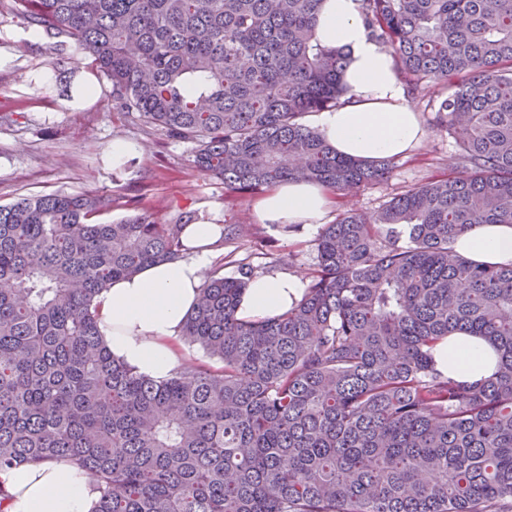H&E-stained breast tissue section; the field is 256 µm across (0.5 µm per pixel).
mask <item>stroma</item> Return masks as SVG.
Wrapping results in <instances>:
<instances>
[{
  "instance_id": "35a3bbf8",
  "label": "stroma",
  "mask_w": 512,
  "mask_h": 512,
  "mask_svg": "<svg viewBox=\"0 0 512 512\" xmlns=\"http://www.w3.org/2000/svg\"><path fill=\"white\" fill-rule=\"evenodd\" d=\"M42 43L18 20L0 17V204L35 193H95L112 198L100 221L147 213L165 224H181L198 211L212 210L221 223L245 224L249 231L214 245L211 270L234 276L239 265L247 264L259 272L310 277L317 231L269 236L255 222L256 195L227 191L222 180L200 174L190 144L106 111L110 85L83 54L74 53L71 89L61 91ZM33 75L42 76L41 86L31 85ZM410 105L428 132L424 143L395 160L388 180L334 194L325 223H335L350 210L373 213L394 194L459 165V147L447 130L434 126L428 97L411 96ZM116 140L136 147L121 169L113 167L110 154Z\"/></svg>"
}]
</instances>
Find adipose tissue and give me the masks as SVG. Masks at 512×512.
I'll return each mask as SVG.
<instances>
[{"label": "adipose tissue", "mask_w": 512, "mask_h": 512, "mask_svg": "<svg viewBox=\"0 0 512 512\" xmlns=\"http://www.w3.org/2000/svg\"><path fill=\"white\" fill-rule=\"evenodd\" d=\"M363 0H321L316 21L319 40L342 48L347 56L343 104L315 113L312 125L338 154L365 161L395 159L418 148L426 130L411 108L391 56L372 40L363 21ZM329 206L326 188L291 180L269 188L255 203L257 223L275 237L288 225L311 230ZM222 234L210 213L199 212L182 231L181 258L146 266L115 280L94 296L91 310L103 343L137 373L167 379L180 365L179 340L196 306L202 271L211 245ZM462 257L487 265L512 264V226L480 224L454 242ZM307 292L298 274L254 276L243 291L235 315L255 322L281 314ZM437 371L461 383H475L498 369V354L486 339L458 330L434 351ZM7 499L0 512H95L101 492L67 458L0 470Z\"/></svg>", "instance_id": "1"}]
</instances>
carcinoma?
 <instances>
[{"label": "carcinoma", "mask_w": 512, "mask_h": 512, "mask_svg": "<svg viewBox=\"0 0 512 512\" xmlns=\"http://www.w3.org/2000/svg\"><path fill=\"white\" fill-rule=\"evenodd\" d=\"M321 0H0L75 48L112 109L194 145L237 193L289 180L347 191L388 160L343 157L304 123L347 93L344 52L315 36ZM369 36L433 98L462 166L348 213L315 242L304 300L235 316L254 269L210 273L183 339L222 366L161 382L114 358L92 298L181 257V224L119 222L98 194L0 204V469L58 457L104 486L95 512H512V265L458 255L512 225V0H363ZM466 329L499 353L463 384L433 351Z\"/></svg>", "instance_id": "cac0c4a2"}]
</instances>
